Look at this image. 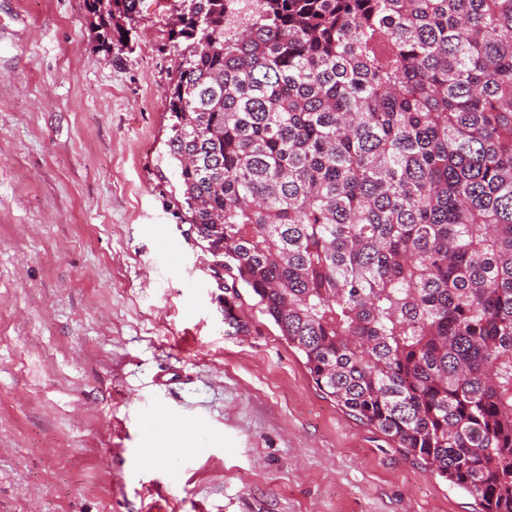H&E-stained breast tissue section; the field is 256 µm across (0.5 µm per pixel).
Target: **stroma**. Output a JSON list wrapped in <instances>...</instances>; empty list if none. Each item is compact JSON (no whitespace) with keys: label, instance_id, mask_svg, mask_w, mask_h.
I'll return each instance as SVG.
<instances>
[{"label":"stroma","instance_id":"1","mask_svg":"<svg viewBox=\"0 0 512 512\" xmlns=\"http://www.w3.org/2000/svg\"><path fill=\"white\" fill-rule=\"evenodd\" d=\"M84 0H0V512H479L322 394L244 298L224 327L166 141L179 61ZM91 24L102 50L114 63H121L131 41L132 25L143 17L142 0H85ZM127 33V36H124Z\"/></svg>","mask_w":512,"mask_h":512}]
</instances>
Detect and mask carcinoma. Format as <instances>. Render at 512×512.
<instances>
[{"label":"carcinoma","mask_w":512,"mask_h":512,"mask_svg":"<svg viewBox=\"0 0 512 512\" xmlns=\"http://www.w3.org/2000/svg\"><path fill=\"white\" fill-rule=\"evenodd\" d=\"M142 0H85L115 63ZM180 207L326 396L512 512V0H181Z\"/></svg>","instance_id":"carcinoma-1"}]
</instances>
